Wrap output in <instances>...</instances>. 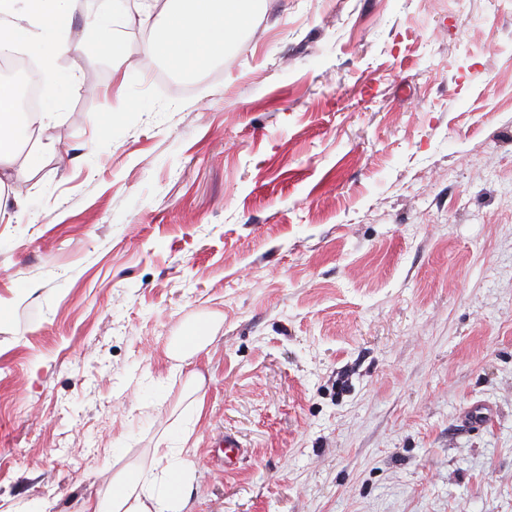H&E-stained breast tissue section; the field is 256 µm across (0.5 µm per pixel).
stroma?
<instances>
[{
    "mask_svg": "<svg viewBox=\"0 0 512 512\" xmlns=\"http://www.w3.org/2000/svg\"><path fill=\"white\" fill-rule=\"evenodd\" d=\"M62 98L0 224V512L171 420L189 512H512V0H260L223 59ZM218 323L190 363L169 346ZM240 443L225 455V435Z\"/></svg>",
    "mask_w": 512,
    "mask_h": 512,
    "instance_id": "1",
    "label": "stroma"
}]
</instances>
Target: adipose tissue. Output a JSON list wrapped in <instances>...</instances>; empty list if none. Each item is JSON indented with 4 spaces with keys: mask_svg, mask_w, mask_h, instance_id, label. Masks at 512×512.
<instances>
[{
    "mask_svg": "<svg viewBox=\"0 0 512 512\" xmlns=\"http://www.w3.org/2000/svg\"><path fill=\"white\" fill-rule=\"evenodd\" d=\"M256 0H187L163 14L161 37L149 41L140 59L149 65L161 57L187 72L224 56L229 36L248 23ZM76 11V0H0V49L24 45L36 56L56 87L74 88L83 73L74 68L59 71L57 59L64 51L61 34ZM119 18L95 14L84 19L85 51L110 58L116 75L126 76L127 59L117 40L100 39V31L114 28ZM56 99L47 97L39 111L18 126L17 90L0 81V223L9 224L17 213L7 200L24 172L34 171L42 153L49 150L46 131L55 118ZM34 150H27V143ZM187 465L178 448H153L149 464H129L109 477L104 490L82 498L77 512H184L188 502Z\"/></svg>",
    "mask_w": 512,
    "mask_h": 512,
    "instance_id": "ef3b65f1",
    "label": "adipose tissue"
}]
</instances>
